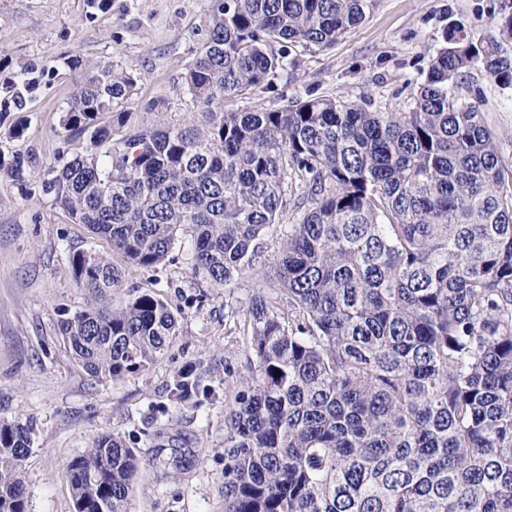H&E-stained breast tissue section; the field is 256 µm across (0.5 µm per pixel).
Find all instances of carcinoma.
Listing matches in <instances>:
<instances>
[{"label":"carcinoma","mask_w":512,"mask_h":512,"mask_svg":"<svg viewBox=\"0 0 512 512\" xmlns=\"http://www.w3.org/2000/svg\"><path fill=\"white\" fill-rule=\"evenodd\" d=\"M365 0H214L181 82L204 129L143 123L139 77L110 60L74 75L59 133L83 152L53 170L55 203L111 252L69 257L85 307L59 324L95 378L154 365L177 318L150 292L118 305L127 267L166 261L191 237L194 278L235 288L267 241L275 283L247 306L256 364L224 407V512H512V164L450 84L475 68L512 86V14L474 40L462 28L429 61L414 107L377 112L336 96L224 111L274 93L291 47H328ZM37 86L22 68L9 90ZM16 154L0 175L25 179ZM300 211L283 227L288 206ZM294 317L285 319L279 304ZM198 366L170 397L187 400ZM29 422H0V512H26ZM119 436L97 437L66 475L75 512H127L138 470Z\"/></svg>","instance_id":"carcinoma-1"}]
</instances>
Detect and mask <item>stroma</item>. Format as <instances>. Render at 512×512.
<instances>
[{
	"label": "stroma",
	"mask_w": 512,
	"mask_h": 512,
	"mask_svg": "<svg viewBox=\"0 0 512 512\" xmlns=\"http://www.w3.org/2000/svg\"><path fill=\"white\" fill-rule=\"evenodd\" d=\"M211 4L111 0L93 13L86 0H0V52L10 61L0 69V83L27 65L40 76L34 93L0 110V157L29 156L34 169L22 182L0 176V421L35 426L21 465L27 512H75L66 465L104 434L120 436L140 460L129 512H224V405L236 386L224 367L244 375L255 363L235 311L272 277L278 239L256 259L257 277L231 290L192 278L185 262L192 242L185 235L164 264L127 269L113 302L137 290L156 294L178 310V330L150 368L118 382L95 379L72 356L58 326L87 303L70 277V255L105 253L109 245L72 223L48 185L49 171L81 146L57 133L73 89L65 58L113 61L139 77L132 111L163 98L173 104L168 121L190 122L181 74L207 36ZM510 13L512 0H366L363 21L334 45L292 48L298 65L281 77L277 93L228 100L224 109L275 108L285 98L330 95L370 99L380 112L409 111L449 25L463 24L478 37ZM452 90L479 109L502 159L512 161V87L476 68ZM18 123L22 136L10 137ZM192 363L205 369L204 391L173 402L169 385Z\"/></svg>",
	"instance_id": "obj_1"
}]
</instances>
